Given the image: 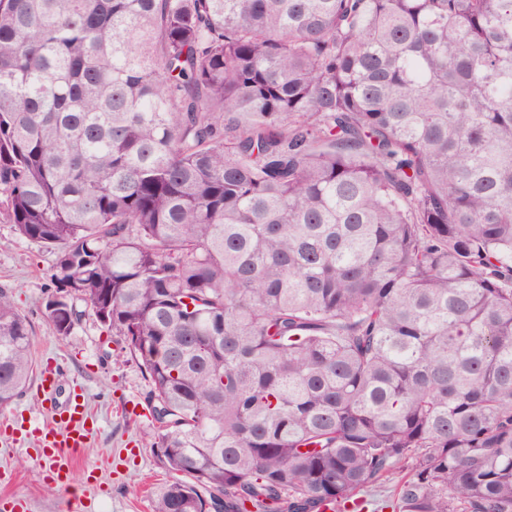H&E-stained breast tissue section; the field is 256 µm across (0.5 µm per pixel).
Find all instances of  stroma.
I'll list each match as a JSON object with an SVG mask.
<instances>
[{
	"label": "stroma",
	"instance_id": "obj_1",
	"mask_svg": "<svg viewBox=\"0 0 512 512\" xmlns=\"http://www.w3.org/2000/svg\"><path fill=\"white\" fill-rule=\"evenodd\" d=\"M53 251L19 239L0 223V289L28 316L34 332L35 360L57 361L60 392L46 397L29 382L20 398L0 407V424L40 420L48 402L64 403L80 389L98 425L84 448L76 451L72 485L62 489L44 478L45 461L36 457L34 440L0 437V471L12 484L0 486V504L24 500L28 512H70L82 500L86 512H153V498L171 475L150 443L157 423L146 400L148 381L121 337L111 335L85 315L71 335H55L44 301L50 291ZM95 471L97 486L84 484V469Z\"/></svg>",
	"mask_w": 512,
	"mask_h": 512
}]
</instances>
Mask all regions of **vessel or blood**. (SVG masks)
Listing matches in <instances>:
<instances>
[{"label": "vessel or blood", "mask_w": 512, "mask_h": 512, "mask_svg": "<svg viewBox=\"0 0 512 512\" xmlns=\"http://www.w3.org/2000/svg\"><path fill=\"white\" fill-rule=\"evenodd\" d=\"M93 432L94 416L83 393L76 391L65 405H51L46 420L27 429L26 435L35 440L37 456L48 460V478L66 487L72 480L74 454L87 444Z\"/></svg>", "instance_id": "1"}]
</instances>
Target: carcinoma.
<instances>
[{
    "mask_svg": "<svg viewBox=\"0 0 512 512\" xmlns=\"http://www.w3.org/2000/svg\"><path fill=\"white\" fill-rule=\"evenodd\" d=\"M0 220L139 359L154 512H512V0H0Z\"/></svg>",
    "mask_w": 512,
    "mask_h": 512,
    "instance_id": "obj_1",
    "label": "carcinoma"
}]
</instances>
